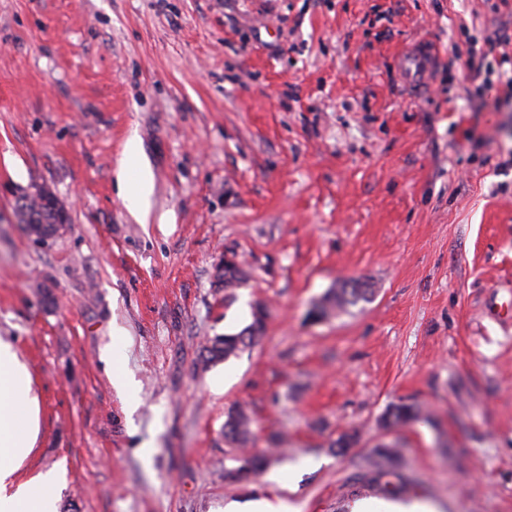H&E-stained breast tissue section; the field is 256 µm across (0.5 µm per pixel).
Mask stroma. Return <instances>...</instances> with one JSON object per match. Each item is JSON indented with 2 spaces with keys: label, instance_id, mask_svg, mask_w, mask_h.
<instances>
[{
  "label": "stroma",
  "instance_id": "obj_1",
  "mask_svg": "<svg viewBox=\"0 0 512 512\" xmlns=\"http://www.w3.org/2000/svg\"><path fill=\"white\" fill-rule=\"evenodd\" d=\"M494 2L0 0V337L39 398L22 474L59 473L58 512H512V0ZM421 39L415 92L395 66ZM133 131L143 221L116 187ZM34 185L70 215L43 241L14 213ZM227 257L249 276L224 290ZM344 280L372 302L310 319ZM257 302L259 343L201 367ZM401 401L421 420L382 430ZM238 405L252 452L282 438L244 484L224 478ZM382 440L403 463L379 476ZM115 336V345H113L112 352L108 356L112 381L118 389L124 392L129 407L135 409L139 404L138 391L134 381L123 366L122 355L118 348L122 335L117 333ZM225 512H293V508L286 502L274 506L268 501L261 499L246 504L230 503L226 506Z\"/></svg>",
  "mask_w": 512,
  "mask_h": 512
}]
</instances>
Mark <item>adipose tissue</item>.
<instances>
[{
	"mask_svg": "<svg viewBox=\"0 0 512 512\" xmlns=\"http://www.w3.org/2000/svg\"><path fill=\"white\" fill-rule=\"evenodd\" d=\"M139 152L138 136L130 135L118 179L128 210L143 219L148 215L151 185L148 175L138 169ZM39 431V402L28 367L13 344L0 338V512H57L56 472L20 477Z\"/></svg>",
	"mask_w": 512,
	"mask_h": 512,
	"instance_id": "adipose-tissue-1",
	"label": "adipose tissue"
}]
</instances>
